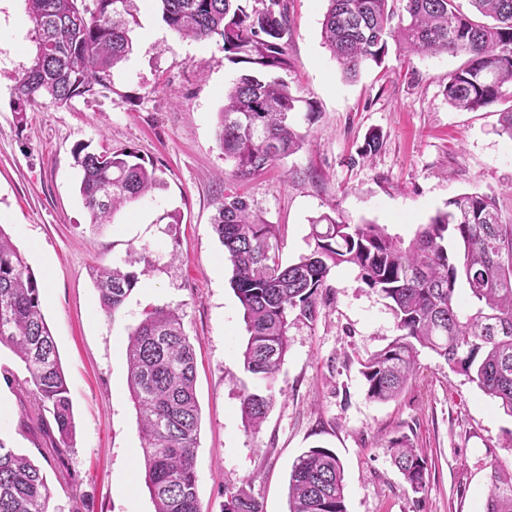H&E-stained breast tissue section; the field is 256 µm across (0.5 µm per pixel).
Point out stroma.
I'll return each mask as SVG.
<instances>
[{
	"label": "stroma",
	"mask_w": 512,
	"mask_h": 512,
	"mask_svg": "<svg viewBox=\"0 0 512 512\" xmlns=\"http://www.w3.org/2000/svg\"><path fill=\"white\" fill-rule=\"evenodd\" d=\"M136 4L133 51L111 89L21 112L13 88L34 52L32 25L24 0H0V227L44 285L41 308L75 422L71 451L56 458L27 371L4 346L0 368L12 374L0 375V440L41 466L55 512H154L140 475L126 345L144 309L166 306L179 311L195 348L205 512H224L228 483L264 512H289L292 465L316 446L344 466L347 512H483L492 463H512V417L428 350L401 396L369 400L361 362L397 329L386 299L356 269L337 268L333 305L291 328L273 407L259 433L246 432L241 399L255 386L240 359L247 332L211 221L231 168L216 144L224 90L251 66L225 59L219 40L179 37L153 0ZM325 9L326 0H288L285 77L310 105L297 114L307 143L238 186L279 225L283 261L306 252L311 220L331 208L346 223L383 224L408 240L451 198L478 192L494 196L502 223L512 224V138L497 132L501 104L461 111L443 94L463 56L406 59L392 50L381 66L346 79L322 41ZM371 132L382 148L365 160L359 151ZM78 143L93 152L135 148L163 184L91 229L72 154ZM174 210L180 223H167ZM133 249L144 255L134 266L138 286L107 316L91 273L124 266ZM401 435L428 456L417 494L391 462L389 442Z\"/></svg>",
	"instance_id": "obj_1"
}]
</instances>
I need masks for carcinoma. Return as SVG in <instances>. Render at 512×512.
Returning <instances> with one entry per match:
<instances>
[{"label": "carcinoma", "mask_w": 512, "mask_h": 512, "mask_svg": "<svg viewBox=\"0 0 512 512\" xmlns=\"http://www.w3.org/2000/svg\"><path fill=\"white\" fill-rule=\"evenodd\" d=\"M93 5H88V2ZM35 51L13 94L18 108L39 99L65 106L100 86L133 48L135 0H25ZM162 21L183 38L218 37L224 58L252 65L224 93L217 141L231 163L228 180L246 181L299 152L308 133L295 120L302 98L276 75L290 68L283 38L288 6L269 0L246 11L240 0H156ZM324 44L348 78L363 64L381 66L389 41L407 55L467 57L448 73V104L477 110L512 100V0H327ZM79 193L91 226L109 223L117 207L160 186L156 169L131 148L73 149ZM212 228L232 265L231 288L242 306L248 339L245 372L260 386L244 393L245 430L259 432L274 400L273 383L288 352L289 330L313 322L331 304L330 279L347 266L389 301L399 334L362 364L367 397L386 402L416 378L427 349L465 375L512 416V224L496 199L460 194L448 210L404 241L381 224H347L324 212L312 220L308 250L288 265L280 258L279 226L267 223L242 196L224 192ZM99 303L117 313L136 288L135 272L104 268L93 275ZM465 287L469 309L459 302ZM42 285L0 228V345L25 364V383L55 423L53 452L65 455L74 435L73 404L51 330L41 312ZM128 386L142 438L141 475L155 512H203L195 456L201 422L192 343L180 315L153 307L128 339ZM394 466L407 488L421 492L428 459L407 436L390 441ZM344 468L329 448L313 447L293 465L289 512H347ZM52 490L39 465L0 440V512H49ZM224 512H263L241 486L224 485ZM485 512H512V466L492 465Z\"/></svg>", "instance_id": "obj_1"}]
</instances>
